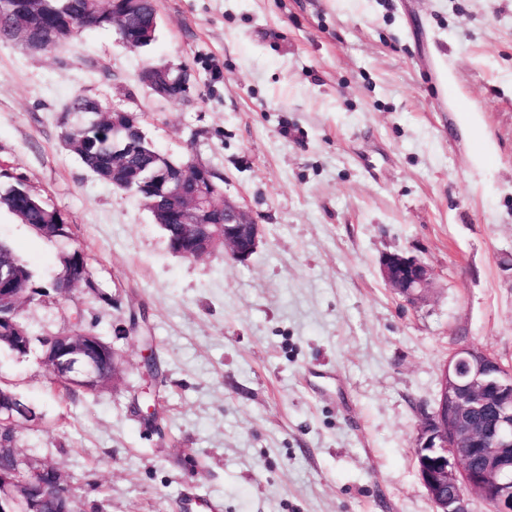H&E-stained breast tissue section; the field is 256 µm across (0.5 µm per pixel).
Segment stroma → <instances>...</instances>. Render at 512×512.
<instances>
[{
  "instance_id": "obj_1",
  "label": "stroma",
  "mask_w": 512,
  "mask_h": 512,
  "mask_svg": "<svg viewBox=\"0 0 512 512\" xmlns=\"http://www.w3.org/2000/svg\"><path fill=\"white\" fill-rule=\"evenodd\" d=\"M157 5L142 50L104 30L47 53L0 42V171L71 228L51 241L1 208L0 241L35 286L79 249L103 288L22 319L50 337L80 309L120 355L92 395L53 382L41 345L0 346V386L40 415L16 427L20 457L77 512H435L414 446L442 368L461 345L512 367V0ZM149 66L184 78L178 99ZM77 95L215 171L261 226L250 259L173 255L66 148ZM389 252L431 268L417 303L382 279ZM141 80L158 95L170 100L176 99L183 91L181 76H173L165 67L150 66L142 71Z\"/></svg>"
}]
</instances>
